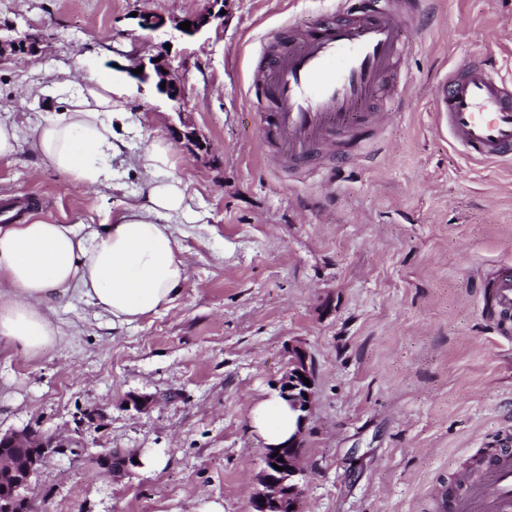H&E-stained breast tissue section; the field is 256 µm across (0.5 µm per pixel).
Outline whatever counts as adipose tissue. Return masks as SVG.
Wrapping results in <instances>:
<instances>
[{"instance_id": "1", "label": "adipose tissue", "mask_w": 512, "mask_h": 512, "mask_svg": "<svg viewBox=\"0 0 512 512\" xmlns=\"http://www.w3.org/2000/svg\"><path fill=\"white\" fill-rule=\"evenodd\" d=\"M128 114L112 80L87 75L62 114L36 126L32 142L57 170L92 186L108 185ZM152 178L148 205L128 207L108 227L82 235L72 224L0 225V345L38 351L56 343L52 306L87 299L122 326L168 308L187 279L183 248L170 219L185 187L172 176L169 147L154 142L142 157ZM252 427L264 444L284 442L296 418L281 399L259 404Z\"/></svg>"}]
</instances>
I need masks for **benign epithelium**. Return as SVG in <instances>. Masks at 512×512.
Returning <instances> with one entry per match:
<instances>
[{"mask_svg": "<svg viewBox=\"0 0 512 512\" xmlns=\"http://www.w3.org/2000/svg\"><path fill=\"white\" fill-rule=\"evenodd\" d=\"M213 8L189 18L190 30L179 28V22H174V29L182 37L193 39L210 26L221 28L224 25V15L216 9L223 0H211ZM142 73L133 75L142 84L155 83L156 89L170 100L181 101L180 80L167 71V65L160 60L139 61ZM166 87H161V84ZM288 367L278 381V394L290 410L297 414V429L288 440L281 444L265 447L264 468L258 479L259 488L251 499L252 512H301L300 502L302 489L299 476L302 474L300 450L307 423L312 413L315 399L314 368L308 352L301 346L295 345L288 350ZM308 378L312 385L307 386L303 378ZM73 442L60 435L45 434L32 427L0 433V448H21L26 451L25 469L23 475L9 484L0 485V512H21V505L29 506V512L37 510L34 501L27 499L25 491L31 480L42 467L44 461L53 454H59L72 447ZM136 454L125 455V464L119 468L114 465L112 449H104L90 455L92 467L109 476L134 465ZM282 470L275 469V466Z\"/></svg>", "mask_w": 512, "mask_h": 512, "instance_id": "1", "label": "benign epithelium"}]
</instances>
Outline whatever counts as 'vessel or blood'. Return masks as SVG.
<instances>
[{
	"label": "vessel or blood",
	"mask_w": 512,
	"mask_h": 512,
	"mask_svg": "<svg viewBox=\"0 0 512 512\" xmlns=\"http://www.w3.org/2000/svg\"><path fill=\"white\" fill-rule=\"evenodd\" d=\"M421 0H356L352 16L273 44L254 70L250 90L272 105L264 139L289 163L316 147L335 150L365 129L377 130L391 112L371 106L382 81L411 50L400 35L403 18L418 19ZM438 121L476 160L512 158V83L482 65L448 73L434 88ZM489 295L501 316H512V274ZM463 491L452 512H512V452L496 451L475 475H458Z\"/></svg>",
	"instance_id": "1"
}]
</instances>
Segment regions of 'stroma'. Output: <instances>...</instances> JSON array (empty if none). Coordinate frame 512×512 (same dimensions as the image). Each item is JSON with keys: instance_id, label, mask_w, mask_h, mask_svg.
Returning a JSON list of instances; mask_svg holds the SVG:
<instances>
[{"instance_id": "obj_1", "label": "stroma", "mask_w": 512, "mask_h": 512, "mask_svg": "<svg viewBox=\"0 0 512 512\" xmlns=\"http://www.w3.org/2000/svg\"><path fill=\"white\" fill-rule=\"evenodd\" d=\"M210 0H0V43L42 36L0 64V117L19 148L0 158V201L35 197L26 220L82 234L146 200L141 156L169 143L187 209L172 217L188 278L166 310L128 325L75 297L55 306L58 342L0 348V432L32 425L89 452L139 456L112 477L52 456L30 494L41 512H251L264 446L253 408L277 393L288 348L312 358L316 399L302 451L304 512H452L455 476L512 431V337L487 294L512 273V166L465 157L433 112L431 85L483 60L512 77V0H430L405 21L413 50L386 107L394 119L324 164L279 166L248 92L262 46L345 12L346 0H224L221 29L192 40L149 32L143 14L182 18ZM161 56L184 87L173 103L129 77ZM95 71L129 114L112 185L58 172L33 127L58 117ZM185 122L206 139L175 140ZM155 399L149 411L128 394Z\"/></svg>"}]
</instances>
